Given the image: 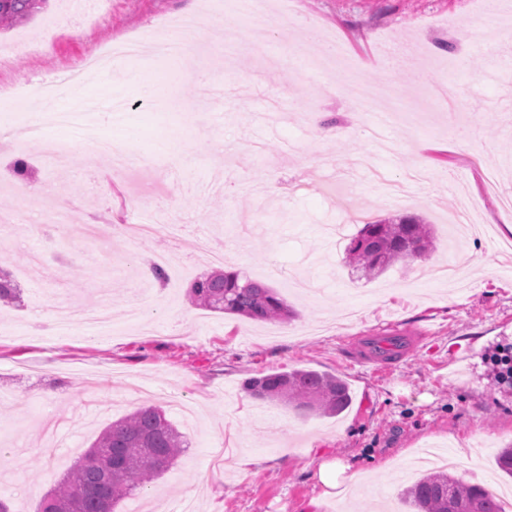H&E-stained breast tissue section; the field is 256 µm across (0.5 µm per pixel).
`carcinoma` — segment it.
<instances>
[{"instance_id": "carcinoma-1", "label": "carcinoma", "mask_w": 512, "mask_h": 512, "mask_svg": "<svg viewBox=\"0 0 512 512\" xmlns=\"http://www.w3.org/2000/svg\"><path fill=\"white\" fill-rule=\"evenodd\" d=\"M47 0H0V22L25 20ZM434 249L430 225L412 216L363 225L346 247V259L360 276L373 279L395 263L422 259ZM192 303L213 312L255 322L288 321L293 311L268 285L234 270L203 274L190 285ZM21 288L0 269V302L17 303ZM243 389L260 400L278 401L322 416L337 415L351 403L341 378L308 369L251 376ZM189 441L157 404L143 405L102 429L88 452L51 491L38 512H106L151 486L175 465ZM408 512H499L497 499L479 485H464L444 470L431 471L401 493Z\"/></svg>"}]
</instances>
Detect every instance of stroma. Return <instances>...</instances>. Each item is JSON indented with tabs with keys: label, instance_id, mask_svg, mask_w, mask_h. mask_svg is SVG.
<instances>
[{
	"label": "stroma",
	"instance_id": "35a3bbf8",
	"mask_svg": "<svg viewBox=\"0 0 512 512\" xmlns=\"http://www.w3.org/2000/svg\"><path fill=\"white\" fill-rule=\"evenodd\" d=\"M272 8L282 29L231 46L226 20L250 21L226 0H48L30 19L0 27L2 91L30 92L111 45L136 38L143 46L58 96L69 108L121 99L119 119L100 110L95 122L135 166L118 167L89 142L62 163L44 142H0V205L16 216L0 226V265L16 274L41 258L20 283L21 304L0 305V448L10 451L0 498L13 512H37L107 423L144 403L178 423L181 399L198 413L185 430L190 448L121 512L189 498L197 512H335L315 477L327 459L358 471L344 496L350 512H375L381 500L396 512L399 492L419 478L412 456L428 444L462 483L496 495L512 487L496 464L512 441V384L500 383L489 361L512 345V252L502 245L512 218L499 204L500 192L512 191V53L490 66L479 46L495 18L475 13L470 0H273ZM186 17L198 22L192 73L169 80L167 96H146L167 69L148 49L159 22ZM312 27L362 59V82L396 88L383 130L393 152L365 137L367 115L348 112L347 73L316 68ZM46 31L49 51L18 48ZM445 41L452 52L437 50ZM424 57L466 92L464 111L448 114L425 96L408 68ZM197 72L223 82L222 101L200 103ZM312 112L357 130L345 141L320 139L306 119ZM461 128L472 134L468 144L457 139ZM18 160L32 165L30 179L15 173ZM486 166L502 170L499 191L485 190ZM270 181L277 195H267ZM60 201L65 216L44 223ZM393 216L433 224L434 251L357 278L344 262L346 241ZM174 223L184 227L188 268L157 288L138 268ZM123 224L149 225L150 234L129 238ZM208 242L223 244L224 268L265 280L294 318L254 322L192 306L187 289L212 269L198 257ZM448 259L468 266L470 287L451 292L430 281L431 264ZM61 296L115 313L132 298L146 306L108 335L78 324L65 336L53 327ZM391 321L432 336L386 371L346 356L343 339L381 334ZM295 368L343 379L350 406L336 417L306 414L242 389L246 377ZM131 375L141 393L127 394ZM242 456L253 460L244 470Z\"/></svg>",
	"mask_w": 512,
	"mask_h": 512
}]
</instances>
